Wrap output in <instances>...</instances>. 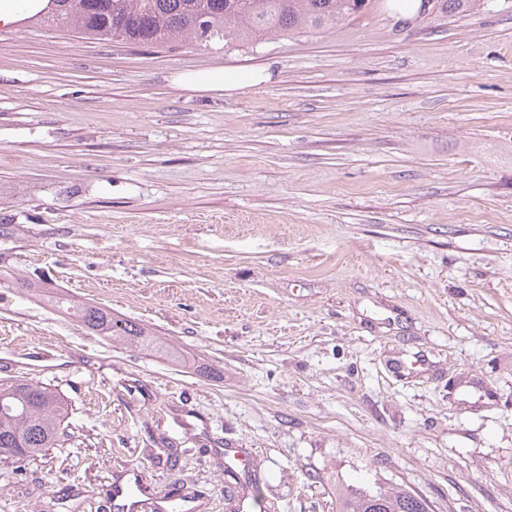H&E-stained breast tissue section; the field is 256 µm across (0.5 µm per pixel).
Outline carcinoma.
Instances as JSON below:
<instances>
[{"mask_svg":"<svg viewBox=\"0 0 512 512\" xmlns=\"http://www.w3.org/2000/svg\"><path fill=\"white\" fill-rule=\"evenodd\" d=\"M485 0H448V15L472 12ZM365 7V0H47L26 17L84 39L164 44L174 38L257 44L269 36L329 29ZM52 306L87 329L119 340H148L139 323L59 294ZM61 395L37 381L0 379V460L31 461L71 437ZM336 512H429L425 500L376 482L351 486L336 498Z\"/></svg>","mask_w":512,"mask_h":512,"instance_id":"obj_1","label":"carcinoma"}]
</instances>
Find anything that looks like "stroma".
<instances>
[{
  "mask_svg": "<svg viewBox=\"0 0 512 512\" xmlns=\"http://www.w3.org/2000/svg\"><path fill=\"white\" fill-rule=\"evenodd\" d=\"M0 224V378L57 388L72 432L0 462V512H102L117 483L230 512L228 448L271 512L378 479L512 512V0L409 27L368 0L253 46L0 27ZM271 78L268 69L239 71L180 72L172 76V83L186 91L198 93L219 92L231 94L245 87L267 83ZM52 306L59 312L76 319L87 329L101 336L119 340H141L143 345L149 334L146 329L135 321L112 315V311L100 306L85 303L76 305L64 294H59L50 300Z\"/></svg>",
  "mask_w": 512,
  "mask_h": 512,
  "instance_id": "35a3bbf8",
  "label": "stroma"
}]
</instances>
